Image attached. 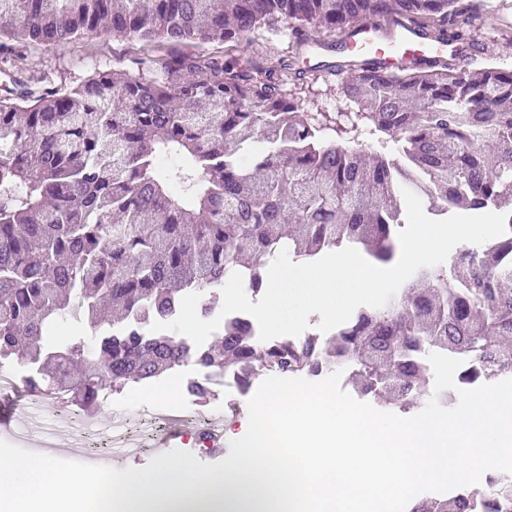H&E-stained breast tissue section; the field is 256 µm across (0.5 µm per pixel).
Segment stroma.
I'll return each mask as SVG.
<instances>
[{"label": "stroma", "mask_w": 512, "mask_h": 512, "mask_svg": "<svg viewBox=\"0 0 512 512\" xmlns=\"http://www.w3.org/2000/svg\"><path fill=\"white\" fill-rule=\"evenodd\" d=\"M461 29L466 38L475 42L469 51L470 57L505 71L512 70V0H477ZM294 51L293 31L284 28L276 33H257L248 45L237 50L236 55L241 62L257 61L271 68L290 58ZM192 53L222 60L228 49L218 41L149 47L135 39H114L95 32L53 50L19 44L8 62L0 61V97L11 95L18 80L39 90L51 85H76L95 73L106 71H121L145 78L149 72L140 67V60ZM316 60L308 57L301 74L291 80L292 86L301 90L299 105L302 111L315 117L322 114L332 117L350 111L349 102L339 92L341 76L317 68ZM195 373L194 367L187 366L165 372L145 384H128L122 391L112 393L111 403L98 407L96 416L106 422L123 410L147 406L165 411L184 403L199 418L222 417L225 426L237 431L247 427L251 397L247 391L216 389L204 402L185 390L172 400L154 397V390L166 386L171 380H183Z\"/></svg>", "instance_id": "obj_1"}]
</instances>
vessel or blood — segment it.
<instances>
[{
	"label": "vessel or blood",
	"mask_w": 512,
	"mask_h": 512,
	"mask_svg": "<svg viewBox=\"0 0 512 512\" xmlns=\"http://www.w3.org/2000/svg\"><path fill=\"white\" fill-rule=\"evenodd\" d=\"M346 51L364 62H371L380 70L396 72L409 66L439 60L455 54L466 60L463 46H448L431 41L415 24L397 19L390 35H383L374 19L368 18L355 25L345 46Z\"/></svg>",
	"instance_id": "b4317fda"
}]
</instances>
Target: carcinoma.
Instances as JSON below:
<instances>
[{"instance_id": "obj_1", "label": "carcinoma", "mask_w": 512, "mask_h": 512, "mask_svg": "<svg viewBox=\"0 0 512 512\" xmlns=\"http://www.w3.org/2000/svg\"><path fill=\"white\" fill-rule=\"evenodd\" d=\"M469 0H0V54L16 43L68 45L87 32L146 45L249 44L289 25L302 49L317 29L351 31L400 12L425 35L458 42L448 19ZM222 63L206 54L158 63L162 77L97 73L75 86L21 87L0 99V367L19 352L33 387L62 390L81 408L97 394L193 365L231 373L247 389L260 371L317 377L351 371L361 395L387 392L406 407L429 396L427 358L463 360L458 386L512 377V233L465 262L424 268L382 308L361 306L319 337L262 342L249 316L222 321L214 345L152 332L198 292L200 317L218 315L237 267L259 294L282 248L314 261L352 246L388 263L406 221L401 189L431 218L492 210L512 225V71L440 60L400 73L354 65L342 92L356 108L336 140L301 111L288 71ZM398 137L399 157L348 135L361 121ZM176 152L182 165L164 170ZM124 310L95 342L58 347V328ZM490 476L482 489L430 498L411 512H512Z\"/></svg>"}]
</instances>
